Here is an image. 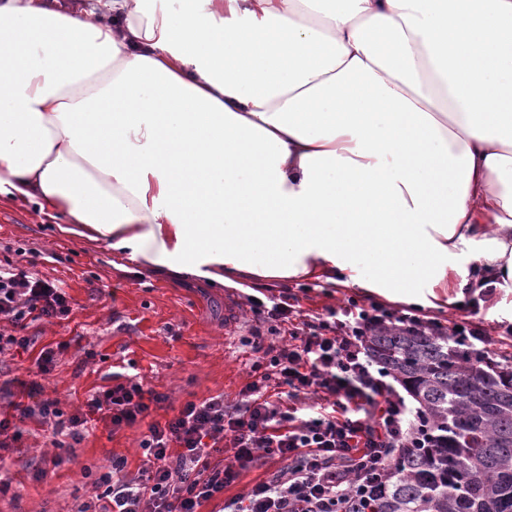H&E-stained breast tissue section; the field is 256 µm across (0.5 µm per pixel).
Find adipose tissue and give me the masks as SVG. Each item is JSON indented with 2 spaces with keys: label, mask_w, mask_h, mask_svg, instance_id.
<instances>
[{
  "label": "adipose tissue",
  "mask_w": 512,
  "mask_h": 512,
  "mask_svg": "<svg viewBox=\"0 0 512 512\" xmlns=\"http://www.w3.org/2000/svg\"><path fill=\"white\" fill-rule=\"evenodd\" d=\"M152 270L512 293V0H0V199Z\"/></svg>",
  "instance_id": "1"
}]
</instances>
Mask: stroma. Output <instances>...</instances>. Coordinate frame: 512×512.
<instances>
[{
    "instance_id": "1",
    "label": "stroma",
    "mask_w": 512,
    "mask_h": 512,
    "mask_svg": "<svg viewBox=\"0 0 512 512\" xmlns=\"http://www.w3.org/2000/svg\"><path fill=\"white\" fill-rule=\"evenodd\" d=\"M5 258L56 281L71 296L72 312L65 320L29 322L26 333L33 344L27 352L0 356V383L27 379L39 351L58 346L62 352L44 382L45 397L58 399L63 408H75L90 390L127 368L166 394L155 414L159 420L189 400L219 394L228 404L238 400L254 361L243 343L258 323L250 296L267 301L287 290L298 295L307 313L336 309L351 299L365 306L377 299L376 294L324 281H270L245 292L122 269L113 265L106 245L63 236L38 205L22 200H0V260ZM232 297L240 303V318L228 330L224 301ZM147 428L144 422L114 432L97 427L75 446L74 463L38 482L31 473L54 450L43 426L27 422L21 443L8 451L14 461L12 487L21 497L0 495V512H74L77 497L84 493L85 468L105 469L121 457L126 474L138 475L145 466L140 441ZM284 466V460L272 458L242 470L223 496L204 503L200 512H222L225 499L243 494Z\"/></svg>"
}]
</instances>
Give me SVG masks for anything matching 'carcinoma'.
Instances as JSON below:
<instances>
[{"label":"carcinoma","mask_w":512,"mask_h":512,"mask_svg":"<svg viewBox=\"0 0 512 512\" xmlns=\"http://www.w3.org/2000/svg\"><path fill=\"white\" fill-rule=\"evenodd\" d=\"M368 347L419 404L427 440L400 450L370 512H512V365L403 328Z\"/></svg>","instance_id":"cac0c4a2"}]
</instances>
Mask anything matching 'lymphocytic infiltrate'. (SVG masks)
I'll return each mask as SVG.
<instances>
[{
  "mask_svg": "<svg viewBox=\"0 0 512 512\" xmlns=\"http://www.w3.org/2000/svg\"><path fill=\"white\" fill-rule=\"evenodd\" d=\"M252 304L259 325L247 343L256 359L240 401L230 407L220 395L190 400L162 422L151 415L165 394L120 373L74 411L64 410L59 400L45 397L40 382L54 370L58 353L41 349L35 359L39 380L21 382L23 401L0 417V470L3 449L21 440L26 420L45 426L56 449L50 467L56 468L70 462L72 446L88 429L101 424L115 431L144 422L146 468L131 478L124 459L116 458L108 471L89 473V490L76 512H198L204 502L223 497L242 469L269 457L287 460V468L245 495L225 499L224 512H362L397 449L418 439L404 425L409 407L386 382L366 340L383 326L439 334L447 326L376 302L365 307L352 301L310 314L289 292L269 305L257 298ZM71 311L63 288L0 261L1 356L29 349V321L62 320ZM284 332L289 343H276ZM227 447L234 450V464L212 465V456Z\"/></svg>",
  "mask_w": 512,
  "mask_h": 512,
  "instance_id": "lymphocytic-infiltrate-1",
  "label": "lymphocytic infiltrate"
}]
</instances>
